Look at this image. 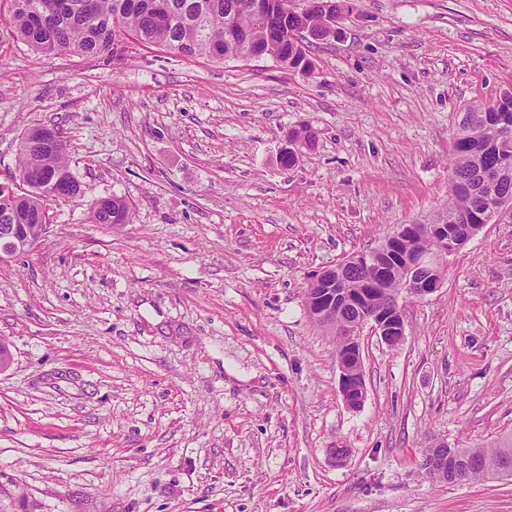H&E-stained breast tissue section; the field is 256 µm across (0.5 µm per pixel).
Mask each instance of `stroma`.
I'll use <instances>...</instances> for the list:
<instances>
[{
    "mask_svg": "<svg viewBox=\"0 0 512 512\" xmlns=\"http://www.w3.org/2000/svg\"><path fill=\"white\" fill-rule=\"evenodd\" d=\"M311 58L44 54L0 17V181L49 126L80 188L0 262V512H512V477L419 466L512 436V216L399 296L401 344L363 330L360 408L306 302L446 205L457 112L512 89V0H353ZM115 196L132 222L93 223Z\"/></svg>",
    "mask_w": 512,
    "mask_h": 512,
    "instance_id": "stroma-1",
    "label": "stroma"
}]
</instances>
